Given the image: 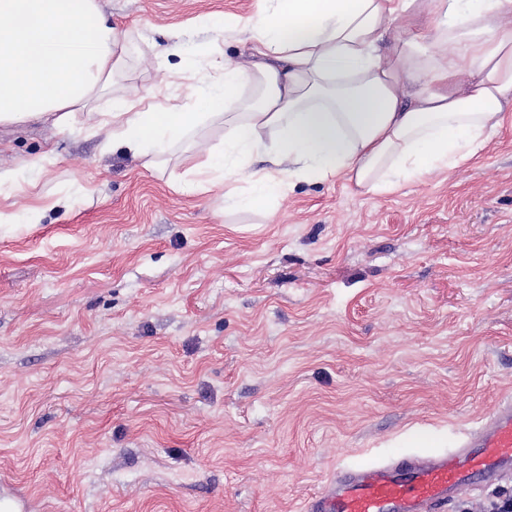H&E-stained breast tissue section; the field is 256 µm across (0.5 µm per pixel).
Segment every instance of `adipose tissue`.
I'll list each match as a JSON object with an SVG mask.
<instances>
[{"label": "adipose tissue", "mask_w": 512, "mask_h": 512, "mask_svg": "<svg viewBox=\"0 0 512 512\" xmlns=\"http://www.w3.org/2000/svg\"><path fill=\"white\" fill-rule=\"evenodd\" d=\"M207 24L238 37L242 61L199 45L179 69L200 111H139L121 82L131 43L99 0H0V125L93 121L146 166L175 157L184 192L243 182L259 208L291 178L392 191L467 162L512 120V0H271Z\"/></svg>", "instance_id": "adipose-tissue-1"}]
</instances>
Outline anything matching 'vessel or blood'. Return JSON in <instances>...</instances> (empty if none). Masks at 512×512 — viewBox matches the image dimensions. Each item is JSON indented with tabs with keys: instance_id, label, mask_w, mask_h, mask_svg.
Returning a JSON list of instances; mask_svg holds the SVG:
<instances>
[{
	"instance_id": "1",
	"label": "vessel or blood",
	"mask_w": 512,
	"mask_h": 512,
	"mask_svg": "<svg viewBox=\"0 0 512 512\" xmlns=\"http://www.w3.org/2000/svg\"><path fill=\"white\" fill-rule=\"evenodd\" d=\"M512 475V401L452 448L397 454L342 471L306 512H435L460 489Z\"/></svg>"
}]
</instances>
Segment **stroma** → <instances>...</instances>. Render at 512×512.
I'll return each instance as SVG.
<instances>
[{"label":"stroma","instance_id":"obj_1","mask_svg":"<svg viewBox=\"0 0 512 512\" xmlns=\"http://www.w3.org/2000/svg\"><path fill=\"white\" fill-rule=\"evenodd\" d=\"M140 31L127 87L184 100L202 19L260 0H101ZM105 130L0 127L69 210L0 225V499L25 512H305L341 469L448 449L512 400V127L383 194L292 181L187 194ZM91 187L84 196L82 187ZM512 478L437 512H487Z\"/></svg>","mask_w":512,"mask_h":512}]
</instances>
